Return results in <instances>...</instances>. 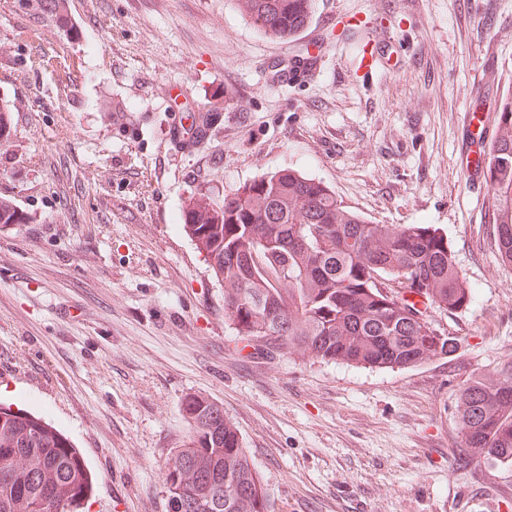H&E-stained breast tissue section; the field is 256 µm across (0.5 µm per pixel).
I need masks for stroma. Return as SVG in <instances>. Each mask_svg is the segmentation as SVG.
<instances>
[{
    "instance_id": "stroma-1",
    "label": "stroma",
    "mask_w": 512,
    "mask_h": 512,
    "mask_svg": "<svg viewBox=\"0 0 512 512\" xmlns=\"http://www.w3.org/2000/svg\"><path fill=\"white\" fill-rule=\"evenodd\" d=\"M385 60L358 68L368 41ZM312 58L283 82L276 63ZM512 87V0H317L292 40L238 0H0V402L42 416L94 478L84 512H168L183 399L221 404L273 512H512V466H460V384L512 364V266L463 149ZM205 137L184 129L213 102ZM291 167L379 224H432L476 290L409 369L272 359L234 341L224 290L179 219Z\"/></svg>"
}]
</instances>
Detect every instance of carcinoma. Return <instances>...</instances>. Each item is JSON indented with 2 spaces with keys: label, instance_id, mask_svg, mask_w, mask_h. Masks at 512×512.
Wrapping results in <instances>:
<instances>
[{
  "label": "carcinoma",
  "instance_id": "obj_1",
  "mask_svg": "<svg viewBox=\"0 0 512 512\" xmlns=\"http://www.w3.org/2000/svg\"><path fill=\"white\" fill-rule=\"evenodd\" d=\"M264 35L300 33L315 0H239ZM497 131L479 163L488 186V224L501 263L512 265V91L494 101ZM219 115H198L204 137ZM12 133L0 99V144ZM183 229L224 288L232 336L294 360L409 369L446 354L459 341L404 297L405 281L423 287V304L453 313L476 289L463 277L448 238L432 224H377L344 206L321 181L292 168L262 175L215 200L189 199ZM30 217L0 200V224ZM512 366L499 377L470 376L460 387L463 447L486 461L512 464ZM180 412L189 434L163 474L169 512H270V499L224 408L190 395ZM91 490L87 465L41 417L0 406V512H79Z\"/></svg>",
  "mask_w": 512,
  "mask_h": 512
}]
</instances>
